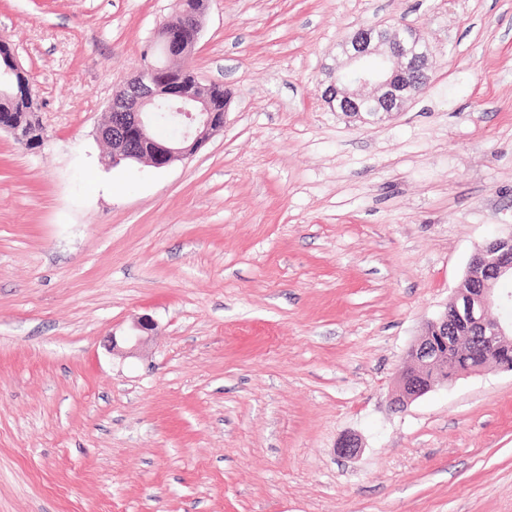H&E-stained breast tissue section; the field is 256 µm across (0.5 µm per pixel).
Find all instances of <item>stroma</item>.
<instances>
[{
    "mask_svg": "<svg viewBox=\"0 0 512 512\" xmlns=\"http://www.w3.org/2000/svg\"><path fill=\"white\" fill-rule=\"evenodd\" d=\"M175 14L0 0L43 127L0 133V512H512V371L393 406L512 230V0H209L190 64L230 93L223 130L111 165L112 92ZM396 21L430 85L382 121L331 111L340 41ZM154 329L155 323L150 317L143 316L134 322L129 332L120 338L121 343L127 346L126 353L134 354L140 346L147 342Z\"/></svg>",
    "mask_w": 512,
    "mask_h": 512,
    "instance_id": "stroma-1",
    "label": "stroma"
}]
</instances>
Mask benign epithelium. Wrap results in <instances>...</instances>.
Here are the masks:
<instances>
[{"label":"benign epithelium","mask_w":512,"mask_h":512,"mask_svg":"<svg viewBox=\"0 0 512 512\" xmlns=\"http://www.w3.org/2000/svg\"><path fill=\"white\" fill-rule=\"evenodd\" d=\"M177 18L158 29L155 42L146 50L164 53L165 63L148 64L139 75L131 76L113 92L108 108L112 121L98 129V136L111 150L112 162L133 159L161 169L191 156L212 135L223 130L226 109L218 107L208 94L201 93L198 78L172 83L173 63L188 62L195 51L207 0H178ZM345 64L355 68L336 76L322 92V99L349 118L368 122L383 120L401 111L415 94L431 81L430 48L413 27L395 31L393 24L359 28L343 40L339 48ZM23 73L14 52L0 72V98L10 95L17 75ZM169 105L177 112L183 127L181 136L161 140L155 134V109ZM512 278V230L479 248L470 260V272L455 290L446 310L429 321L417 343L409 350L414 370L440 369L448 360V346L457 339L458 329L466 328L481 341L485 355L498 357L512 347V324L488 317V310L501 300L495 285ZM155 329L153 319L143 316L129 332L112 337V350L119 344L132 354L145 344ZM410 372L403 371L394 404L400 406L441 385H413Z\"/></svg>","instance_id":"benign-epithelium-1"}]
</instances>
